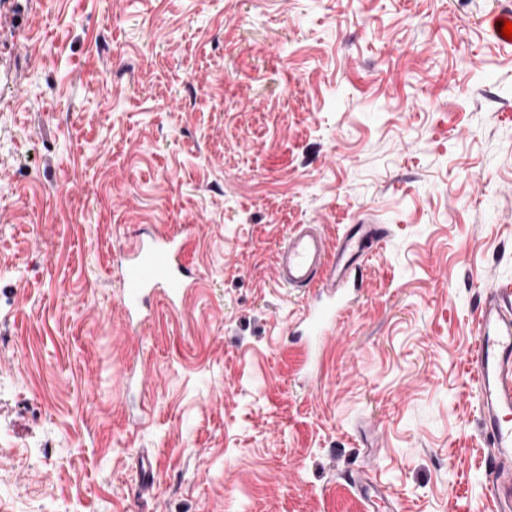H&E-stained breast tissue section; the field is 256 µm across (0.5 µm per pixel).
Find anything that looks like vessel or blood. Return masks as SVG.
Masks as SVG:
<instances>
[{"mask_svg": "<svg viewBox=\"0 0 512 512\" xmlns=\"http://www.w3.org/2000/svg\"><path fill=\"white\" fill-rule=\"evenodd\" d=\"M512 22V0H495L482 19L488 37L501 47L511 42L500 33L502 21ZM194 227L183 224L168 231L137 237L121 267V306L130 330L147 322L155 298L180 310L197 280L182 261V246ZM387 229L382 224H355L336 240V255L328 257L325 237L315 225H295L280 253L278 280L289 288L317 287L313 303L301 319L308 345L306 369H313L324 339L332 335L351 307V290L359 271L357 257L379 245ZM481 410L479 425L489 446L486 458L487 497L492 512H512V293L486 294L476 319L475 341L467 353Z\"/></svg>", "mask_w": 512, "mask_h": 512, "instance_id": "vessel-or-blood-1", "label": "vessel or blood"}]
</instances>
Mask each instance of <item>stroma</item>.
Listing matches in <instances>:
<instances>
[{
	"label": "stroma",
	"mask_w": 512,
	"mask_h": 512,
	"mask_svg": "<svg viewBox=\"0 0 512 512\" xmlns=\"http://www.w3.org/2000/svg\"><path fill=\"white\" fill-rule=\"evenodd\" d=\"M494 0H0V512H490L465 358L512 291ZM388 232L302 369L293 225ZM195 225L141 331L122 251ZM153 470L138 496L142 460Z\"/></svg>",
	"instance_id": "35a3bbf8"
}]
</instances>
